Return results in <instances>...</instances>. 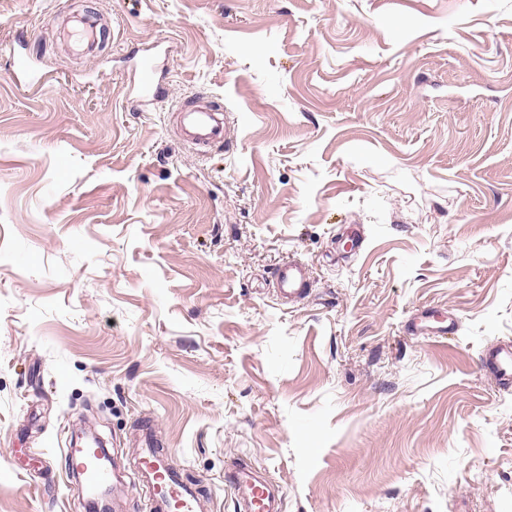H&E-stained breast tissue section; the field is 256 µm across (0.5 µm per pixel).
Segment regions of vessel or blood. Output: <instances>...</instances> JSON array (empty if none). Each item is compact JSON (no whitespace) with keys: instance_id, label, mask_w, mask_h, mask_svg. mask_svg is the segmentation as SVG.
<instances>
[{"instance_id":"obj_1","label":"vessel or blood","mask_w":512,"mask_h":512,"mask_svg":"<svg viewBox=\"0 0 512 512\" xmlns=\"http://www.w3.org/2000/svg\"><path fill=\"white\" fill-rule=\"evenodd\" d=\"M76 48L92 55L104 38L98 14L82 12L69 20L63 31ZM167 92L156 81L150 64H143L140 81V106L165 103ZM183 142L205 149L228 142V125L224 112L199 100H184L176 108ZM273 292L281 305L294 306L304 301L311 291L310 269L298 259L281 262L272 272ZM481 363L495 384L512 386V340L487 347ZM64 455L69 474L78 478L76 490L88 499L100 498L110 487L121 486L122 475L112 464V452L100 445L70 442ZM129 471L147 493L148 512H200L197 491L182 479L179 466L172 457L155 446L150 426H142L136 448L129 461ZM224 480L233 489L236 512H285L284 497L266 473L250 462L238 459L227 465Z\"/></svg>"}]
</instances>
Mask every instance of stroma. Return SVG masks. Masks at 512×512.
I'll list each match as a JSON object with an SVG mask.
<instances>
[{
	"label": "stroma",
	"instance_id": "1",
	"mask_svg": "<svg viewBox=\"0 0 512 512\" xmlns=\"http://www.w3.org/2000/svg\"><path fill=\"white\" fill-rule=\"evenodd\" d=\"M74 10L98 56L57 41ZM147 51L230 149L137 107ZM508 339L512 0H0V512H86L67 434L145 423L203 512H236L233 458L286 512H512V387L480 362ZM174 112L184 143L200 151L223 142L225 147L231 144L224 110L203 101L189 99L180 101ZM273 292L283 306L304 301L311 291L309 266L299 259H287L272 272ZM413 319L414 325L417 329L420 327L421 329L428 330L437 336H445L448 333H453L456 327V323L452 318H448L447 322L444 317H439L430 310H422L418 312ZM431 320L436 321L439 325L431 327V329H427L425 324ZM422 325H424V327Z\"/></svg>",
	"mask_w": 512,
	"mask_h": 512
}]
</instances>
